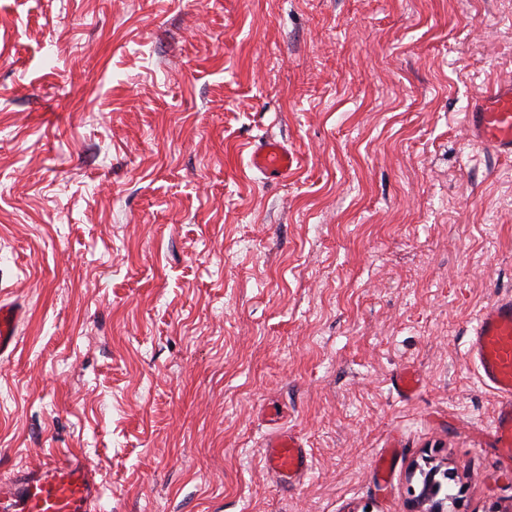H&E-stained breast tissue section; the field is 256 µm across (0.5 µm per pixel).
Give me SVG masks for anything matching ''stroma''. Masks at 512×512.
<instances>
[{"label": "stroma", "instance_id": "1", "mask_svg": "<svg viewBox=\"0 0 512 512\" xmlns=\"http://www.w3.org/2000/svg\"><path fill=\"white\" fill-rule=\"evenodd\" d=\"M508 78L512 0H0V480L70 458L101 512H407L434 468L445 512H512L466 357L512 294V158L464 120ZM267 137L298 159L273 182ZM295 160V155L288 150L285 142L268 138L253 148L248 156L247 166L266 179H273L288 175ZM21 310L9 303L0 301V355L13 352L16 348L17 330L21 321ZM267 469L283 488L296 486L309 469V456L292 432L278 431L265 443Z\"/></svg>", "mask_w": 512, "mask_h": 512}]
</instances>
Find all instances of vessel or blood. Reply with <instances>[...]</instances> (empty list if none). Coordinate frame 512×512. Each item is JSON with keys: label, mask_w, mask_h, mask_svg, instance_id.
Here are the masks:
<instances>
[{"label": "vessel or blood", "mask_w": 512, "mask_h": 512, "mask_svg": "<svg viewBox=\"0 0 512 512\" xmlns=\"http://www.w3.org/2000/svg\"><path fill=\"white\" fill-rule=\"evenodd\" d=\"M469 136L500 158L512 157V82L488 86L465 116ZM295 155L285 142L268 138L248 156L247 166L265 178L291 171ZM20 309L0 301V355L14 351ZM467 355L482 383L498 398L485 438L497 450L502 469L512 470V295L486 307L468 334ZM267 469L284 488L296 486L309 469L298 436L280 431L265 444ZM102 488L95 471L77 461L53 460L41 470L0 481V512H99Z\"/></svg>", "instance_id": "obj_1"}]
</instances>
